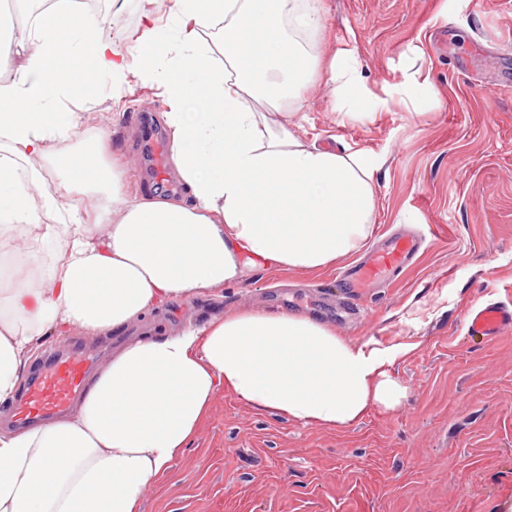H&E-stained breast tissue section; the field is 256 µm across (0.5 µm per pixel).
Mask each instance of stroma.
Instances as JSON below:
<instances>
[{
    "mask_svg": "<svg viewBox=\"0 0 512 512\" xmlns=\"http://www.w3.org/2000/svg\"><path fill=\"white\" fill-rule=\"evenodd\" d=\"M166 22L171 0H127L106 13V34L132 51L139 14ZM322 57L347 47L372 95L373 118L347 121L328 86L313 81L295 109L296 132L380 162L370 238L406 224L427 237L417 259L387 287L337 320L345 292L335 267L268 269L223 296L172 304L129 330L166 331L246 309L298 311L353 342L405 343L389 367L407 395L372 407L345 429L302 425L220 390L197 436L140 512H512V333L471 335L468 309L512 302V0H323ZM429 79L417 103L397 94L411 74ZM155 88L131 80L120 95L101 85L80 129L105 137L129 194L180 192ZM118 336L80 332L48 339L34 357L74 345L107 361Z\"/></svg>",
    "mask_w": 512,
    "mask_h": 512,
    "instance_id": "1",
    "label": "stroma"
}]
</instances>
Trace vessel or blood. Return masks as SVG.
<instances>
[{"instance_id": "b4317fda", "label": "vessel or blood", "mask_w": 512, "mask_h": 512, "mask_svg": "<svg viewBox=\"0 0 512 512\" xmlns=\"http://www.w3.org/2000/svg\"><path fill=\"white\" fill-rule=\"evenodd\" d=\"M421 247L418 235L395 234L381 247L369 251L343 273L347 300L356 301L365 289L398 276ZM468 329L487 340L511 332L512 304L490 303L470 311ZM93 368V355L84 351L60 354L38 363L9 408L11 420L25 424L65 411L83 391Z\"/></svg>"}]
</instances>
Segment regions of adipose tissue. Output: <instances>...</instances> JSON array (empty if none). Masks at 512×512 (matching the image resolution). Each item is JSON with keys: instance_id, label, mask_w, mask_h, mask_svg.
Returning <instances> with one entry per match:
<instances>
[{"instance_id": "adipose-tissue-1", "label": "adipose tissue", "mask_w": 512, "mask_h": 512, "mask_svg": "<svg viewBox=\"0 0 512 512\" xmlns=\"http://www.w3.org/2000/svg\"><path fill=\"white\" fill-rule=\"evenodd\" d=\"M24 2L36 24L0 35V241L27 245L0 289V403L44 339L118 333L259 269L321 270L370 235L377 167L367 154L320 147L273 119L318 73L343 92L347 116H361L353 50L324 68L304 42L325 25L322 0H172L166 24L142 11L131 56L70 0ZM134 72L168 105L180 197L126 195L102 136L80 135L68 109L102 81L120 92ZM45 166L61 169L65 194L42 188ZM406 351L289 312L220 314L132 338L71 412L0 428V512H139L220 388L345 428L405 398L388 367Z\"/></svg>"}]
</instances>
